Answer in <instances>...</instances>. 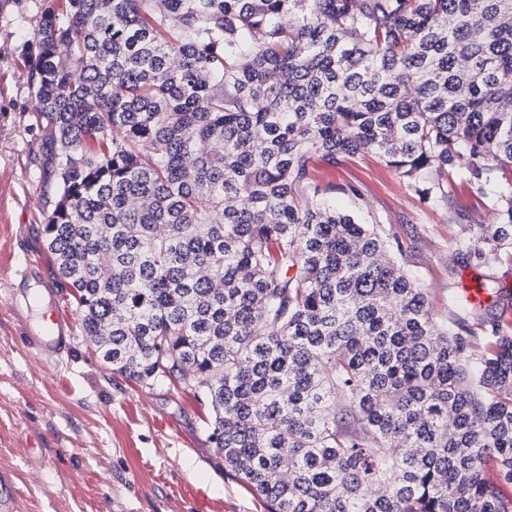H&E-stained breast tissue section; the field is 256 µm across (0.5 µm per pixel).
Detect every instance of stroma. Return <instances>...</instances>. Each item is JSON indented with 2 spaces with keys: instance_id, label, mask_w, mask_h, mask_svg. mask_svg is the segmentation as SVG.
I'll list each match as a JSON object with an SVG mask.
<instances>
[{
  "instance_id": "obj_1",
  "label": "stroma",
  "mask_w": 512,
  "mask_h": 512,
  "mask_svg": "<svg viewBox=\"0 0 512 512\" xmlns=\"http://www.w3.org/2000/svg\"><path fill=\"white\" fill-rule=\"evenodd\" d=\"M48 3L0 0V473L16 483L15 512H268L225 470L193 394L113 374L82 335L75 304L60 298L44 234L58 195L25 66ZM313 164L329 202L401 244L438 319L449 289L485 279L503 287L500 304L512 312V261L464 267L456 258L461 224L493 219L485 195L458 180L446 199L424 201L373 154ZM27 257L39 268L23 288L39 301L21 317L6 284ZM58 311L72 348L49 360L26 336Z\"/></svg>"
}]
</instances>
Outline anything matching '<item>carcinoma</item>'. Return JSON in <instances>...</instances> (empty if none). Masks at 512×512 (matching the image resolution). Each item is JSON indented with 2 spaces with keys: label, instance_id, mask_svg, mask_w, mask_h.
<instances>
[{
  "label": "carcinoma",
  "instance_id": "carcinoma-1",
  "mask_svg": "<svg viewBox=\"0 0 512 512\" xmlns=\"http://www.w3.org/2000/svg\"><path fill=\"white\" fill-rule=\"evenodd\" d=\"M33 44L47 249L112 373H188L269 512H512V315L436 320L312 166L459 175L495 216L460 259L512 260V0H58Z\"/></svg>",
  "mask_w": 512,
  "mask_h": 512
}]
</instances>
